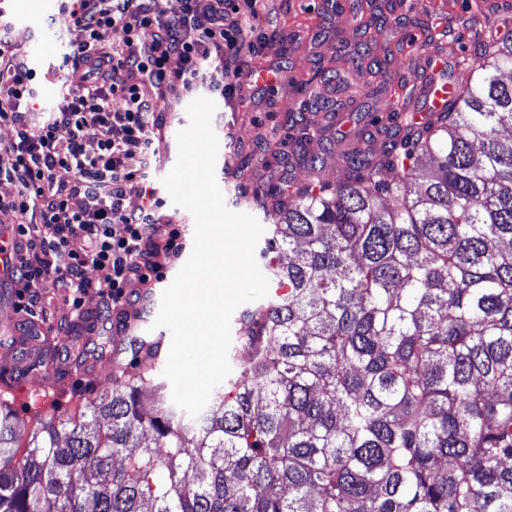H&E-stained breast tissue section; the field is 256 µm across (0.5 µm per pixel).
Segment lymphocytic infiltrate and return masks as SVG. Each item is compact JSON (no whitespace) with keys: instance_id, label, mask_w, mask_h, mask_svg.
I'll list each match as a JSON object with an SVG mask.
<instances>
[{"instance_id":"1","label":"lymphocytic infiltrate","mask_w":512,"mask_h":512,"mask_svg":"<svg viewBox=\"0 0 512 512\" xmlns=\"http://www.w3.org/2000/svg\"><path fill=\"white\" fill-rule=\"evenodd\" d=\"M78 31L70 74L72 93L31 131L37 73L0 21V123L15 130L0 142V180L16 193L0 198L17 236L16 307L30 310L43 282L63 289L73 308L96 292L110 307L135 303L136 286L160 274L177 256V230L161 231V201L153 186L156 138L174 100L209 83L220 95L240 86L239 59L252 50L247 26L257 0H183L167 14L163 0H68ZM122 29L120 43L108 35ZM151 39H143V31ZM94 131L95 148L85 134ZM73 178L56 180L58 169ZM141 205L129 210L130 195ZM82 197L73 208L74 197ZM93 268L96 281L83 272Z\"/></svg>"}]
</instances>
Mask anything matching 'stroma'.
Wrapping results in <instances>:
<instances>
[{"instance_id":"35a3bbf8","label":"stroma","mask_w":512,"mask_h":512,"mask_svg":"<svg viewBox=\"0 0 512 512\" xmlns=\"http://www.w3.org/2000/svg\"><path fill=\"white\" fill-rule=\"evenodd\" d=\"M347 0H259L255 47L242 57L245 73L256 75L282 71L274 93L263 100L240 104L238 100L212 97L208 85H199L196 94L213 98L215 111L211 125L221 143L220 151L232 152L231 166L216 163L215 174L226 208L261 218L260 210L247 200H233L235 186H265L288 176L291 183L309 180L302 165L283 169L274 165L259 170L258 159L281 150L290 126L292 112L301 110L307 98L306 87L320 89L317 105L304 111L310 136L308 148L326 157L323 175L335 180L341 165L339 155L328 146L339 138L369 141L380 148L383 130L373 126L370 115L391 110L404 112L417 105L413 88L419 78L420 60L426 51L445 55L449 61L473 57L481 44L512 31V0L506 10H497L498 0H478L467 7L465 0H358L363 16L385 19V31L377 37V56L385 57L383 69L361 71L358 92L346 87L352 71V59L365 41L361 28L345 8ZM43 0H5L6 17L12 23V35L22 53H29L41 33L55 32L57 41L73 46L77 33L68 29L65 14L48 16ZM234 124V140L224 143L225 122ZM35 311L19 313V321L39 328V335L24 337L26 357L0 351V397L12 401L20 417L34 414L35 408L19 395L20 387L33 382L48 384L43 414L65 417L79 397H91L115 388L108 367L109 358L133 361L130 344L100 338L113 325V310L96 293L84 297L80 313H73L56 288L45 285ZM82 348L85 356L98 362L96 375L67 374L70 352ZM65 381L66 386L52 390L51 385Z\"/></svg>"}]
</instances>
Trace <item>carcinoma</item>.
<instances>
[{
	"instance_id": "carcinoma-1",
	"label": "carcinoma",
	"mask_w": 512,
	"mask_h": 512,
	"mask_svg": "<svg viewBox=\"0 0 512 512\" xmlns=\"http://www.w3.org/2000/svg\"><path fill=\"white\" fill-rule=\"evenodd\" d=\"M507 72L512 36L446 111L373 114L392 139L341 151L336 181L254 191L275 292L198 417L120 362L64 420L0 400V512H512Z\"/></svg>"
}]
</instances>
